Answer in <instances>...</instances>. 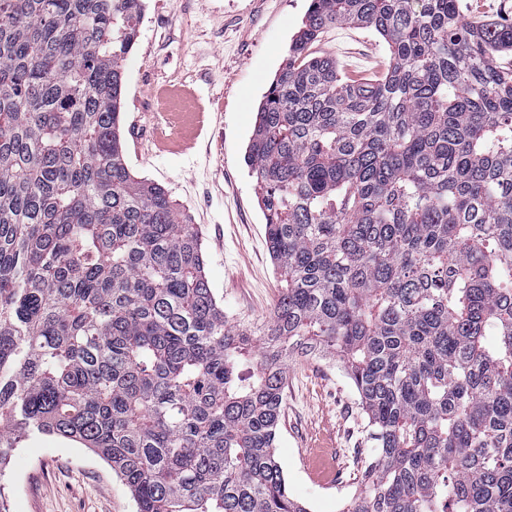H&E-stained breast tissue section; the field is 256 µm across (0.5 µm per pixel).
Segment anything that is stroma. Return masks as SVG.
<instances>
[{"label": "stroma", "instance_id": "obj_1", "mask_svg": "<svg viewBox=\"0 0 512 512\" xmlns=\"http://www.w3.org/2000/svg\"><path fill=\"white\" fill-rule=\"evenodd\" d=\"M309 0H148L127 63L122 136L131 171L161 184L203 232L205 272L233 323L268 319L280 276L244 161L257 107ZM312 50L360 83L381 76L387 46L372 29L330 30ZM367 421L347 378L324 360L289 361L276 454L289 493L311 512L343 496L313 477L325 463L353 492L369 455ZM9 512H135L111 467L53 435L21 443L0 470Z\"/></svg>", "mask_w": 512, "mask_h": 512}]
</instances>
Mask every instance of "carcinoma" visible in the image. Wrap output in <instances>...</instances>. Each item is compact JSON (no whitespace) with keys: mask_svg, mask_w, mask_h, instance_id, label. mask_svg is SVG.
<instances>
[{"mask_svg":"<svg viewBox=\"0 0 512 512\" xmlns=\"http://www.w3.org/2000/svg\"><path fill=\"white\" fill-rule=\"evenodd\" d=\"M146 0H0V466L49 433L136 512H308L274 452L285 360L338 362L369 460L342 512H512V25L310 0L245 161L281 278L232 324L201 230L131 175ZM366 25L385 74L310 45Z\"/></svg>","mask_w":512,"mask_h":512,"instance_id":"cac0c4a2","label":"carcinoma"}]
</instances>
